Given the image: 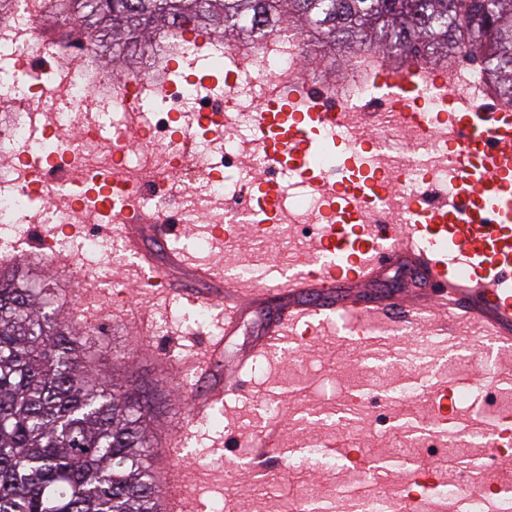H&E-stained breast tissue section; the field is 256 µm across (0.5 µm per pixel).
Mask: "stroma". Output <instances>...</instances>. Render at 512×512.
Here are the masks:
<instances>
[{"mask_svg": "<svg viewBox=\"0 0 512 512\" xmlns=\"http://www.w3.org/2000/svg\"><path fill=\"white\" fill-rule=\"evenodd\" d=\"M297 252L295 241L262 242L244 230L233 247L224 250L223 259L230 267L257 256L267 264L281 265ZM0 261L6 262L8 270L46 279L63 302L67 320L81 333L95 376L120 380L131 375L150 393L153 475L158 479L167 471L178 475L195 512H284L304 485L325 504H333L359 457L387 462V474L372 486L397 495L410 476V467L392 462L391 455L407 447L410 428L424 426L433 406L426 394L407 404L393 401L394 389L437 384L452 396L460 389L448 375V362L462 352L447 341L425 351L418 348L417 335L387 333L376 347L348 344L342 340L341 324L331 320L318 325L314 334L298 333L284 349L257 356L245 368L240 389L225 396L223 409L198 423L193 419L192 397L202 386L190 360L210 338L221 334L222 285L206 286L214 313L198 323L194 308L184 298L156 286L139 287L137 272L127 265L113 270L112 284L90 288L77 271L51 267L29 240L16 245L0 241ZM422 286L409 268L397 265L361 293L397 302L414 297ZM131 303L149 311V335L121 321V313ZM273 311L270 304L247 311L238 331L224 340L225 361L251 347ZM473 354L476 370L470 382L474 388L492 385L512 393V354L482 345L475 346ZM384 363L388 372L377 376L376 366ZM339 378L348 381L341 402L349 415L329 427L318 413L331 411L330 388ZM271 399L283 408L278 418L280 453L258 463L238 447L269 422L264 406ZM338 431L347 445L332 448L331 453L341 457L343 468L329 472L314 464L306 444L313 439L326 442Z\"/></svg>", "mask_w": 512, "mask_h": 512, "instance_id": "obj_1", "label": "stroma"}]
</instances>
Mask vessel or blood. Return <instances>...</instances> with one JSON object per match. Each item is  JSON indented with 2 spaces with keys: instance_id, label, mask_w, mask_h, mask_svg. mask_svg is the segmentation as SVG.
<instances>
[{
  "instance_id": "obj_1",
  "label": "vessel or blood",
  "mask_w": 512,
  "mask_h": 512,
  "mask_svg": "<svg viewBox=\"0 0 512 512\" xmlns=\"http://www.w3.org/2000/svg\"><path fill=\"white\" fill-rule=\"evenodd\" d=\"M370 80L395 106L415 104L420 94L444 96L441 86L423 83L416 70L391 71L377 63ZM448 96V95H445ZM448 142L453 148L454 187L435 201L414 210L407 224H375L367 207L382 202L390 188L366 164L367 149L356 148L350 126L338 113L327 111L322 99L300 88L284 94L261 112L257 129L264 167L286 170L301 179L336 216L335 223L320 225L299 253L293 274L277 279L237 280L227 284L224 299V333L210 339L194 368L211 384L194 405V418L206 420L211 410L223 405L225 393L237 390L249 355L223 364L224 339L232 335L243 313L254 304L278 302L254 345L255 351L276 349L298 324L325 315L345 314L353 322L352 340L364 343L368 328L403 316L409 323L431 308L441 314L435 332L450 334L457 323L473 327L480 340L512 350V109L485 111L470 94L448 96ZM342 147L344 162L337 173L324 170L318 158L329 145ZM259 201L269 222L278 219L279 186L256 182ZM179 224H156L142 219L122 227L126 247L145 262L153 283L172 287L166 268L185 270L193 284L185 297L191 305L206 303L202 284L221 280L219 263L200 262L190 253L170 249L180 237ZM167 246L165 263L155 261L146 240ZM410 266L425 283L421 299L397 307L377 299L355 295V288L381 278L397 264ZM277 422H269L254 440L250 453L270 456L275 448ZM483 482L503 492L512 491V476L503 472L495 448L482 452ZM184 486L163 481L164 512H180ZM426 496L405 484L399 512H425Z\"/></svg>"
}]
</instances>
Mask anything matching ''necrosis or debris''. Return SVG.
<instances>
[{
	"label": "necrosis or debris",
	"instance_id": "1",
	"mask_svg": "<svg viewBox=\"0 0 512 512\" xmlns=\"http://www.w3.org/2000/svg\"><path fill=\"white\" fill-rule=\"evenodd\" d=\"M57 0H7L0 12V227L17 231L47 224L66 233L86 225L72 248L82 278L96 285L110 281L123 256L118 238L102 241L95 227L125 223L127 210L153 221L179 224H258L246 182H228L230 168L263 177L255 140V113L291 86L311 83L300 33L277 27L250 43L212 42L207 67L234 72L228 87L182 70L191 57L189 42L159 36L146 60V75H113L102 65L80 31L68 24ZM370 57H362L341 80L329 79V111L346 115L357 142L376 141L370 164L392 180L411 174L413 193L451 190L448 126L436 123L433 136L416 130L405 109H391L370 82ZM426 79L441 80L452 92L485 90L478 64L427 61ZM150 94L151 110L137 100ZM230 114L213 147L200 152L191 167H178L179 123L183 114ZM47 130V144L33 146L34 124ZM122 195L104 205L112 187ZM283 226L257 232L261 241H278L312 224L334 218L320 199L306 192L280 195Z\"/></svg>",
	"mask_w": 512,
	"mask_h": 512
}]
</instances>
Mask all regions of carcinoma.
Here are the masks:
<instances>
[{"label":"carcinoma","instance_id":"carcinoma-1","mask_svg":"<svg viewBox=\"0 0 512 512\" xmlns=\"http://www.w3.org/2000/svg\"><path fill=\"white\" fill-rule=\"evenodd\" d=\"M82 34L109 31L107 66L125 50L194 22L231 44L269 21L318 46L401 62L449 54L480 60L512 94V0H71ZM36 280L0 270V512H158L135 380L102 382L85 344Z\"/></svg>","mask_w":512,"mask_h":512}]
</instances>
